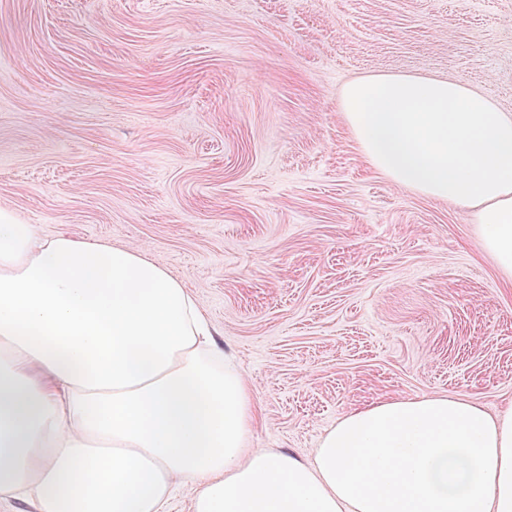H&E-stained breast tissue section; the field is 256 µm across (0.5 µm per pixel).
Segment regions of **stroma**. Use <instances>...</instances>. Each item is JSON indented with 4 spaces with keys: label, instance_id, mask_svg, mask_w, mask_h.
Returning <instances> with one entry per match:
<instances>
[{
    "label": "stroma",
    "instance_id": "1",
    "mask_svg": "<svg viewBox=\"0 0 512 512\" xmlns=\"http://www.w3.org/2000/svg\"><path fill=\"white\" fill-rule=\"evenodd\" d=\"M461 80L512 113V0H0V209L144 247L308 456L379 399L512 401V280L470 211L393 184L340 96Z\"/></svg>",
    "mask_w": 512,
    "mask_h": 512
}]
</instances>
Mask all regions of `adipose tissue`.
Instances as JSON below:
<instances>
[{
  "instance_id": "1",
  "label": "adipose tissue",
  "mask_w": 512,
  "mask_h": 512,
  "mask_svg": "<svg viewBox=\"0 0 512 512\" xmlns=\"http://www.w3.org/2000/svg\"><path fill=\"white\" fill-rule=\"evenodd\" d=\"M143 249L0 210V502L36 512H512V403L345 413L307 458L247 448L249 384Z\"/></svg>"
}]
</instances>
